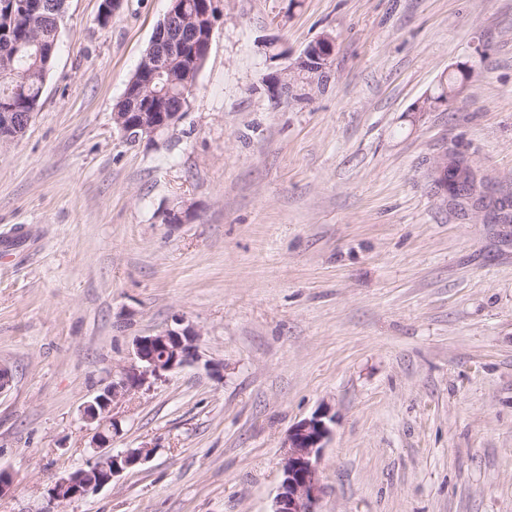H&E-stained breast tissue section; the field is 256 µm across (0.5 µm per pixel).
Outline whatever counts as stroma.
Listing matches in <instances>:
<instances>
[{"label": "stroma", "instance_id": "1", "mask_svg": "<svg viewBox=\"0 0 512 512\" xmlns=\"http://www.w3.org/2000/svg\"><path fill=\"white\" fill-rule=\"evenodd\" d=\"M100 3L68 0L0 146V512L88 467L82 407L178 317L197 360L112 406L113 448L151 457L55 512H272L321 411L317 512H512V224L429 177L452 141L512 195V0H217L195 95L135 145L112 112L169 0L105 27ZM324 34L328 82L275 103L265 77Z\"/></svg>", "mask_w": 512, "mask_h": 512}]
</instances>
